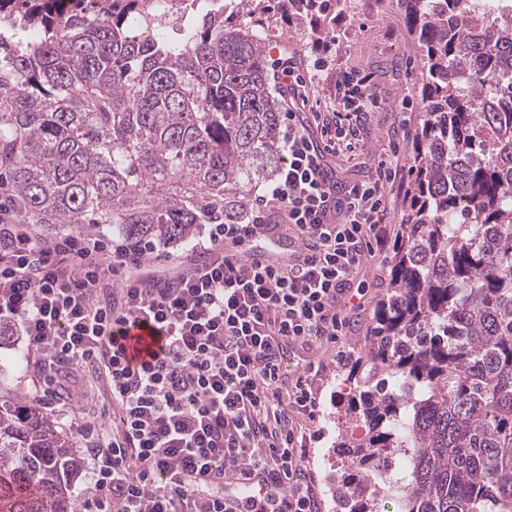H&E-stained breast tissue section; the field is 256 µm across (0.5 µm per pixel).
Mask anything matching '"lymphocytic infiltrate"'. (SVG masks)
Instances as JSON below:
<instances>
[{
	"mask_svg": "<svg viewBox=\"0 0 512 512\" xmlns=\"http://www.w3.org/2000/svg\"><path fill=\"white\" fill-rule=\"evenodd\" d=\"M276 64L289 103L305 99L322 70ZM382 98L372 73L342 71L318 136L289 121L285 158L262 210L247 224H214L209 263H183L172 277L141 276L146 250L107 248L89 236L47 242L25 224L0 225V323L19 332L44 395L65 374H90L120 426L78 424L90 464L80 512H225L224 476L262 477L272 493L246 512H317L305 460L326 370L314 349L335 347L365 309L353 274L365 254L387 256L398 235L384 216L406 163L391 153L367 180L337 185L325 158L351 157ZM297 243L294 263L265 264L266 212ZM153 324L164 340L140 364L115 350V329ZM303 370L288 373L291 344Z\"/></svg>",
	"mask_w": 512,
	"mask_h": 512,
	"instance_id": "lymphocytic-infiltrate-1",
	"label": "lymphocytic infiltrate"
}]
</instances>
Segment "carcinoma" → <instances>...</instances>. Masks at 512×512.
<instances>
[{
  "instance_id": "obj_1",
  "label": "carcinoma",
  "mask_w": 512,
  "mask_h": 512,
  "mask_svg": "<svg viewBox=\"0 0 512 512\" xmlns=\"http://www.w3.org/2000/svg\"><path fill=\"white\" fill-rule=\"evenodd\" d=\"M204 16L176 47L124 12L53 8L0 40V190L24 222L189 242L246 224L285 154L263 17ZM420 130L371 347L350 366L336 510L512 512V0H401ZM79 463L35 405L0 399V512H73Z\"/></svg>"
}]
</instances>
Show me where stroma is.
I'll return each instance as SVG.
<instances>
[{
    "label": "stroma",
    "mask_w": 512,
    "mask_h": 512,
    "mask_svg": "<svg viewBox=\"0 0 512 512\" xmlns=\"http://www.w3.org/2000/svg\"><path fill=\"white\" fill-rule=\"evenodd\" d=\"M323 30L324 41L330 42V52L315 49L310 35ZM269 55L294 51L301 64L309 65L326 57L329 67L320 74L314 95L317 106L301 107L297 124L314 129V111H325L334 91L336 75L341 71L365 70L374 74L377 88L384 100L381 108L372 112L365 139L354 160L343 162L331 156L327 162L336 172L340 183L364 180L374 175L382 156L391 149H398L400 156H407L408 138L396 136L398 115H406L410 131H417L421 123L418 108L402 110L404 97H416L421 76L416 59L417 48L409 36L400 9L399 0H347L343 9L333 13L330 22L319 23L315 17L286 20L278 14L269 20ZM23 350L20 337H11L0 344V366L6 367L9 376L0 386V396L31 403L35 387L19 361ZM334 352H327V369L323 376L320 413L314 424L318 439L312 441L306 461L314 483L313 489L320 503V512H336V488L331 475L336 467V399L345 387V366L336 364Z\"/></svg>",
    "instance_id": "stroma-1"
}]
</instances>
